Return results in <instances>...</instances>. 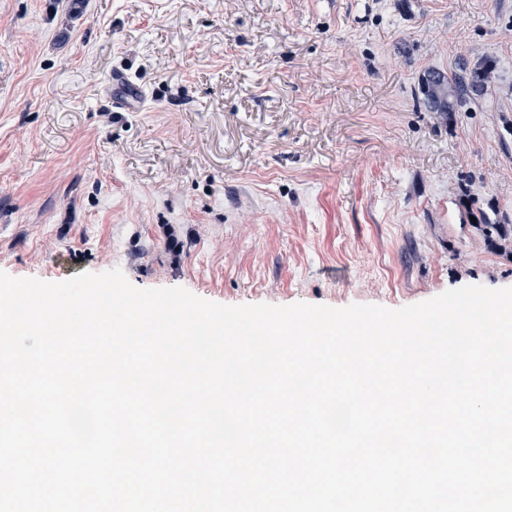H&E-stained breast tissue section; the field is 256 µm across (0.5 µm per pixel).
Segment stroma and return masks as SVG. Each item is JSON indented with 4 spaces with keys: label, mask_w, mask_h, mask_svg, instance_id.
Returning <instances> with one entry per match:
<instances>
[{
    "label": "stroma",
    "mask_w": 512,
    "mask_h": 512,
    "mask_svg": "<svg viewBox=\"0 0 512 512\" xmlns=\"http://www.w3.org/2000/svg\"><path fill=\"white\" fill-rule=\"evenodd\" d=\"M461 64L496 78L429 111ZM113 268L226 305L511 287L512 0H0V271Z\"/></svg>",
    "instance_id": "1"
}]
</instances>
